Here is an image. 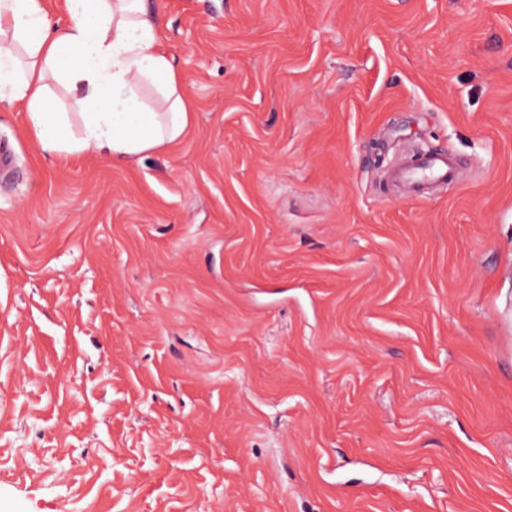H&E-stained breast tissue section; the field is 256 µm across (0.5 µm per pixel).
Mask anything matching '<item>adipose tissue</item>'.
<instances>
[{"mask_svg":"<svg viewBox=\"0 0 512 512\" xmlns=\"http://www.w3.org/2000/svg\"><path fill=\"white\" fill-rule=\"evenodd\" d=\"M0 0V103L22 104L26 132L46 156L128 161L186 133L194 110L164 48L155 0ZM71 109H57L56 90Z\"/></svg>","mask_w":512,"mask_h":512,"instance_id":"ef3b65f1","label":"adipose tissue"}]
</instances>
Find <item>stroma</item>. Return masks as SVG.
<instances>
[{
  "label": "stroma",
  "instance_id": "35a3bbf8",
  "mask_svg": "<svg viewBox=\"0 0 512 512\" xmlns=\"http://www.w3.org/2000/svg\"><path fill=\"white\" fill-rule=\"evenodd\" d=\"M156 2L181 141L0 106V512H512V0ZM455 175V161L447 153H433L403 177L417 188L435 182H447Z\"/></svg>",
  "mask_w": 512,
  "mask_h": 512
}]
</instances>
